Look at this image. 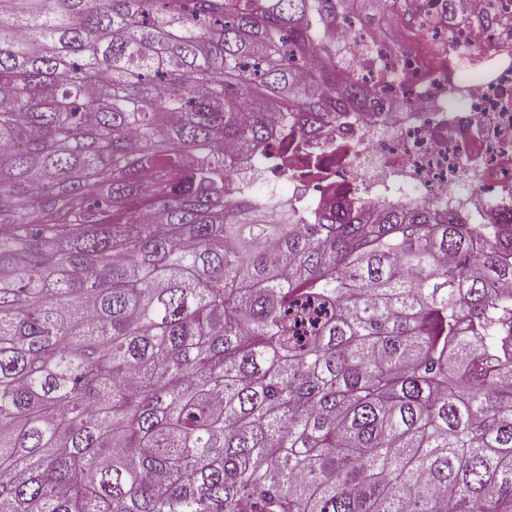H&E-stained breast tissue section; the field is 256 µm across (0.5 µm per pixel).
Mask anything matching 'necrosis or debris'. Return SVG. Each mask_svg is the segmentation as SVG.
I'll return each mask as SVG.
<instances>
[{"instance_id": "obj_1", "label": "necrosis or debris", "mask_w": 512, "mask_h": 512, "mask_svg": "<svg viewBox=\"0 0 512 512\" xmlns=\"http://www.w3.org/2000/svg\"><path fill=\"white\" fill-rule=\"evenodd\" d=\"M417 25L386 15L360 25L357 8L338 44L364 90L345 119L318 121L330 150L289 149L297 192L316 202L386 200L394 185L448 203L473 223L512 239V0H462L449 21L431 0H414Z\"/></svg>"}]
</instances>
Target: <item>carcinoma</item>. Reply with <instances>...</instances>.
Instances as JSON below:
<instances>
[{
    "mask_svg": "<svg viewBox=\"0 0 512 512\" xmlns=\"http://www.w3.org/2000/svg\"><path fill=\"white\" fill-rule=\"evenodd\" d=\"M232 2L0 0V512H512L497 228L242 194L362 89ZM267 154L274 155L272 148L264 144L256 146L252 153L250 172L258 176L259 180L252 182L253 187H255L257 191H260V186L262 187L264 185V177L266 173L269 172L264 159ZM268 176L272 181L280 182L271 172L268 173Z\"/></svg>",
    "mask_w": 512,
    "mask_h": 512,
    "instance_id": "carcinoma-1",
    "label": "carcinoma"
}]
</instances>
